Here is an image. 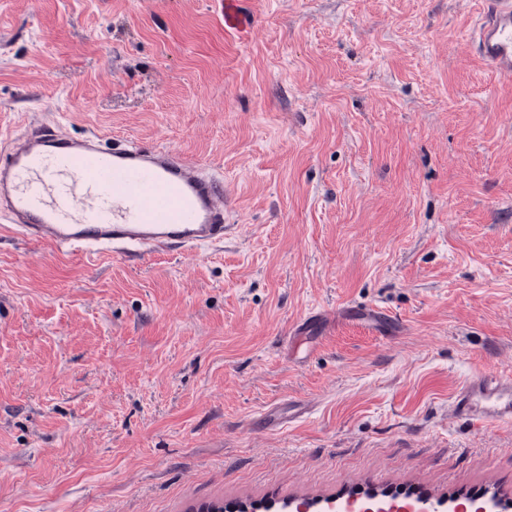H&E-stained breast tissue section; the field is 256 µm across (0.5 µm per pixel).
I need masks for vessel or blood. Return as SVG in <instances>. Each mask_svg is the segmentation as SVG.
<instances>
[{
  "label": "vessel or blood",
  "mask_w": 512,
  "mask_h": 512,
  "mask_svg": "<svg viewBox=\"0 0 512 512\" xmlns=\"http://www.w3.org/2000/svg\"><path fill=\"white\" fill-rule=\"evenodd\" d=\"M494 71L512 75V0H484L469 35ZM0 219L14 233L63 253L151 254L224 241V175L169 146L92 132L70 138L34 124L0 152ZM455 415L512 423V377L466 379Z\"/></svg>",
  "instance_id": "1"
}]
</instances>
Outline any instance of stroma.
Wrapping results in <instances>:
<instances>
[{"label": "stroma", "mask_w": 512, "mask_h": 512, "mask_svg": "<svg viewBox=\"0 0 512 512\" xmlns=\"http://www.w3.org/2000/svg\"><path fill=\"white\" fill-rule=\"evenodd\" d=\"M480 0H0L33 117L224 171V243L65 255L0 227V512H512V76ZM386 314L375 324L361 311ZM471 46L494 71L512 74V1L485 0L469 35ZM453 412L485 425H511L512 377L492 373L466 379L454 397Z\"/></svg>", "instance_id": "stroma-1"}]
</instances>
